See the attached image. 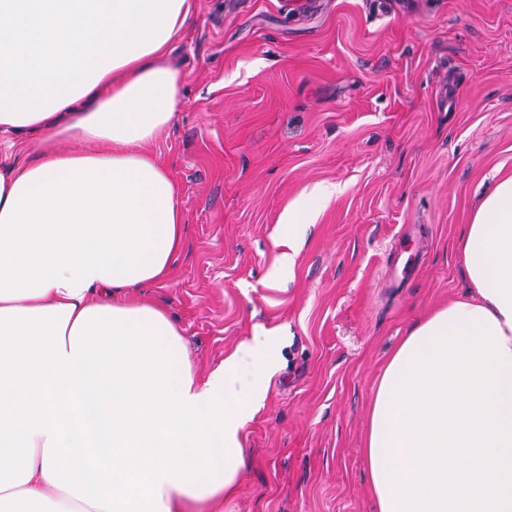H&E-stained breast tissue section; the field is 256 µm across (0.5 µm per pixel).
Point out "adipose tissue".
<instances>
[{
	"label": "adipose tissue",
	"mask_w": 512,
	"mask_h": 512,
	"mask_svg": "<svg viewBox=\"0 0 512 512\" xmlns=\"http://www.w3.org/2000/svg\"><path fill=\"white\" fill-rule=\"evenodd\" d=\"M190 0H0V512H222L245 467L239 432L272 373L241 343L206 378L160 307L118 288L165 281L183 246L178 188L147 143L181 96L164 64ZM64 140L91 143L68 152ZM317 203L282 217V270ZM457 250L473 297L432 311L411 342L488 312L512 353V176Z\"/></svg>",
	"instance_id": "1"
}]
</instances>
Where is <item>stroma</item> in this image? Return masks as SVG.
Wrapping results in <instances>:
<instances>
[{
    "mask_svg": "<svg viewBox=\"0 0 512 512\" xmlns=\"http://www.w3.org/2000/svg\"><path fill=\"white\" fill-rule=\"evenodd\" d=\"M192 2L166 58L178 115L147 146L183 248L114 299L165 307L202 377L276 339L224 512H375V383L415 322L471 293L455 243L512 175V0ZM319 185L336 192L279 273L281 215Z\"/></svg>",
    "mask_w": 512,
    "mask_h": 512,
    "instance_id": "obj_1",
    "label": "stroma"
}]
</instances>
